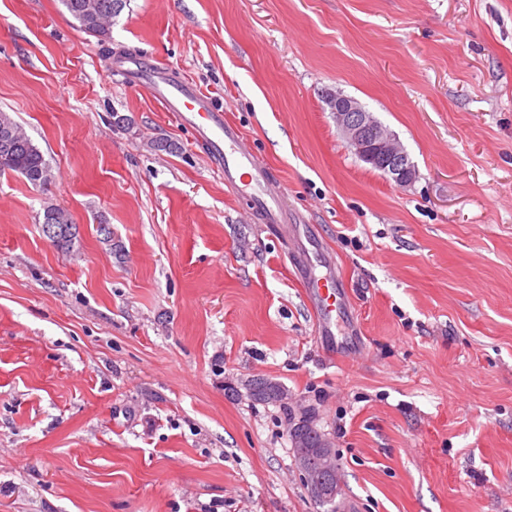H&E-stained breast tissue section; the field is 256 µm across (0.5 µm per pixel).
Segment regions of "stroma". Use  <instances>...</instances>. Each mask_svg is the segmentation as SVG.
<instances>
[{"mask_svg": "<svg viewBox=\"0 0 512 512\" xmlns=\"http://www.w3.org/2000/svg\"><path fill=\"white\" fill-rule=\"evenodd\" d=\"M139 56L212 94L319 257L293 268L301 242ZM328 91L396 135L408 186L353 153ZM0 110L52 173L0 176V512H324L303 416L347 512H512V0H129L104 41L61 0H0ZM49 202L79 250L40 232ZM331 262L351 304L329 341L300 278ZM257 377L287 404L252 401ZM304 418L305 419H302L298 423L294 424L291 432L296 434V432H300L303 427L313 429H306L302 434V439L299 441H295L294 437L290 434V440L294 458L297 449L304 447L310 448L309 456L311 457V460L307 461L298 459L295 464L298 470L301 472L312 498L315 499L320 506H328V503L319 500L324 498L325 494L334 496L336 493L337 510L338 512H344L346 510L345 503L341 498V485H336L335 490L334 488H330L328 485H326L323 478L325 474L335 471L336 467H338L336 452L332 446L331 441L327 438L323 439L317 445V448H315L317 440L320 436H323V434L314 428L311 421H309L306 417Z\"/></svg>", "mask_w": 512, "mask_h": 512, "instance_id": "stroma-1", "label": "stroma"}]
</instances>
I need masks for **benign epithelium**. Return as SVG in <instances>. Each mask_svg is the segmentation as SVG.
Returning a JSON list of instances; mask_svg holds the SVG:
<instances>
[{
  "label": "benign epithelium",
  "mask_w": 512,
  "mask_h": 512,
  "mask_svg": "<svg viewBox=\"0 0 512 512\" xmlns=\"http://www.w3.org/2000/svg\"><path fill=\"white\" fill-rule=\"evenodd\" d=\"M326 101L337 128L349 148L364 162L390 176L398 186L410 184L416 176L414 165L401 142L381 125L356 99L338 92L326 93ZM311 460L300 459L296 466L301 472L312 498L336 496L338 512H345L341 486L331 488L324 483V475L338 467L336 452L329 439H323L310 449Z\"/></svg>",
  "instance_id": "7a95c632"
}]
</instances>
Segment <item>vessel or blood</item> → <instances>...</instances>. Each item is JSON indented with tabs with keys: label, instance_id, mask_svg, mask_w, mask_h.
<instances>
[{
	"label": "vessel or blood",
	"instance_id": "1",
	"mask_svg": "<svg viewBox=\"0 0 512 512\" xmlns=\"http://www.w3.org/2000/svg\"><path fill=\"white\" fill-rule=\"evenodd\" d=\"M144 81L176 123L192 128L205 146L225 186L249 197L255 213L265 224H291L294 216L284 203L281 184L270 170L258 164L244 143L240 128L215 110L211 98L188 78L170 81L165 70L153 68ZM304 286L312 302L319 332L330 331L336 313L346 310L349 299L336 278L311 275Z\"/></svg>",
	"mask_w": 512,
	"mask_h": 512
}]
</instances>
